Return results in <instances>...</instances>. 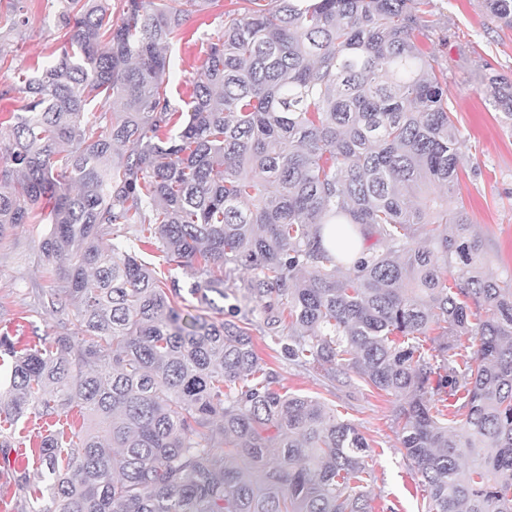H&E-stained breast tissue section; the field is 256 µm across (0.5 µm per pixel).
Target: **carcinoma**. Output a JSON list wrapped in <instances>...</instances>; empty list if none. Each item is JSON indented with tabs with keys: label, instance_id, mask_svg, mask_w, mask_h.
Here are the masks:
<instances>
[{
	"label": "carcinoma",
	"instance_id": "cac0c4a2",
	"mask_svg": "<svg viewBox=\"0 0 512 512\" xmlns=\"http://www.w3.org/2000/svg\"><path fill=\"white\" fill-rule=\"evenodd\" d=\"M26 2L0 0V69ZM230 4L186 112L168 52L221 0H52L59 55L0 90L25 101L0 138V240L49 224L56 275L34 309L59 315L55 335L0 336V419L47 426L36 512H375L357 426L275 387L252 320L222 318L238 270L289 361L405 399L421 512H512V276L483 274L451 206L466 139L419 45L429 0ZM485 7L512 28V0ZM483 84L512 128V80ZM185 292L221 318L184 319ZM76 407L90 425L61 423Z\"/></svg>",
	"mask_w": 512,
	"mask_h": 512
}]
</instances>
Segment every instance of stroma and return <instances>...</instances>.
<instances>
[{"label":"stroma","instance_id":"stroma-1","mask_svg":"<svg viewBox=\"0 0 512 512\" xmlns=\"http://www.w3.org/2000/svg\"><path fill=\"white\" fill-rule=\"evenodd\" d=\"M29 24L16 38L17 55L11 68L0 71V85L9 83L15 69L44 66L60 52L54 20L46 0H27ZM434 27L421 38L422 48L448 69V102L468 142L461 160L459 184L452 201L461 206L482 240L487 273L512 275V131L503 127L497 111L480 90L488 72L512 79V29L492 22L483 0H431ZM222 23L217 10L189 16L184 39L170 51L166 76L177 106L189 102L206 60V36ZM45 227L23 224L0 240V333L33 341L52 333L56 318L38 320L36 327L23 320L33 302V289L52 285L54 273L40 258L38 243ZM258 353L288 391L302 393L336 409L357 425L372 450L369 491L379 506L395 512H417L422 499L421 477L400 443L398 415L401 401L372 388L330 380L313 365L289 362L278 346L253 335ZM45 426L35 418L22 419L16 431L0 432V456H20L21 464L0 465V512H32L45 491L39 463L30 443Z\"/></svg>","mask_w":512,"mask_h":512}]
</instances>
